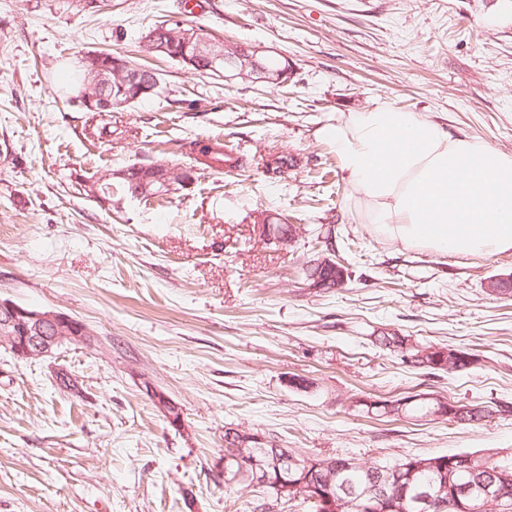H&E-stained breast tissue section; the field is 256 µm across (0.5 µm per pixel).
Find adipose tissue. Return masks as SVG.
<instances>
[{"label":"adipose tissue","instance_id":"adipose-tissue-1","mask_svg":"<svg viewBox=\"0 0 512 512\" xmlns=\"http://www.w3.org/2000/svg\"><path fill=\"white\" fill-rule=\"evenodd\" d=\"M317 134L335 146L353 206L377 235L439 255L512 251V153L386 103L341 113Z\"/></svg>","mask_w":512,"mask_h":512}]
</instances>
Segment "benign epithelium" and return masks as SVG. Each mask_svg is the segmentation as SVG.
<instances>
[{
	"mask_svg": "<svg viewBox=\"0 0 512 512\" xmlns=\"http://www.w3.org/2000/svg\"><path fill=\"white\" fill-rule=\"evenodd\" d=\"M179 37L185 39V46L198 42L205 47L204 51L194 50L193 56L185 57L187 65L194 67L195 73L213 72L226 80L241 79L243 81L266 82L283 84L288 77V71L273 72L264 70L256 59L267 53L268 49L262 46L237 47L231 53L216 50L214 41L202 35L198 29H183ZM229 58L235 62L234 67L221 69L223 59ZM192 180L189 171L181 167H161V172L155 181L144 179L135 197L159 198L170 194L172 189L181 184L188 185ZM317 272L308 280L307 287L322 288L324 281L319 277V271L338 268L336 261L320 256L312 262ZM95 341L94 330L86 323L64 312L54 309L37 310L19 305L11 300L0 299V345L5 347L19 360L41 359L51 356L60 346L71 343H82L88 346ZM150 397L160 412L170 423L179 425L181 420L175 419L171 411L178 410L176 404L168 396L153 387H148ZM312 456L294 455L288 459L264 456L258 460L254 457L248 459V465H243L240 471L251 469L253 483L271 487L280 498L298 497L304 486L313 491V499L319 501L328 512H336V493L332 484L317 483L306 484V481L294 478L293 474L307 473L311 466ZM426 508L439 510L451 507L455 512H475L477 506L486 503H501L497 483L494 481L481 482L470 491L455 493L447 499L442 494H436L423 500Z\"/></svg>",
	"mask_w": 512,
	"mask_h": 512,
	"instance_id": "benign-epithelium-1",
	"label": "benign epithelium"
}]
</instances>
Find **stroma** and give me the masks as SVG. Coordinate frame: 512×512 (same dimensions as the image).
<instances>
[{
  "mask_svg": "<svg viewBox=\"0 0 512 512\" xmlns=\"http://www.w3.org/2000/svg\"><path fill=\"white\" fill-rule=\"evenodd\" d=\"M198 2L196 24L271 48L290 81L213 80L158 57V96L86 112L66 101L78 58L135 56L143 29L187 17L180 0H112L92 16L0 0V298L63 311L99 339L28 361L0 346V512H304L262 487L225 494L228 428L370 465L512 452V416L493 411L512 402V296L488 288L512 252L456 258L375 235L316 135L384 102L512 153V0ZM211 137L242 167L196 163L190 142ZM280 155L295 166L272 170ZM156 161L192 168V182L113 209L84 190L97 171ZM262 212L294 240L262 237ZM330 253L343 284L306 287L303 264ZM381 331L475 362L415 367L371 344ZM415 394L492 413L472 424L362 405Z\"/></svg>",
  "mask_w": 512,
  "mask_h": 512,
  "instance_id": "35a3bbf8",
  "label": "stroma"
}]
</instances>
